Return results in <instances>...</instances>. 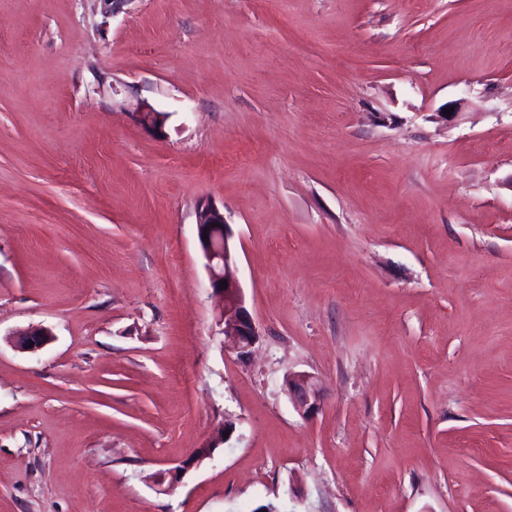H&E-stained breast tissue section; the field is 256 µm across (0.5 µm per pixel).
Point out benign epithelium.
I'll list each match as a JSON object with an SVG mask.
<instances>
[{
	"label": "benign epithelium",
	"instance_id": "benign-epithelium-1",
	"mask_svg": "<svg viewBox=\"0 0 512 512\" xmlns=\"http://www.w3.org/2000/svg\"><path fill=\"white\" fill-rule=\"evenodd\" d=\"M227 223L224 213L211 203H203L197 212V237L205 259L212 292L222 299L223 307L220 321L224 324V341L235 350L239 357L244 358L260 334L257 325L245 306L242 289L234 275V256L226 230ZM208 240H203V236ZM227 281V287L220 288L221 281ZM49 336L43 328L30 329L21 333L17 339L20 348L37 349ZM288 394L295 407L304 415H309L319 408V395L313 377L306 373H293L285 380ZM213 452L201 456L192 454L183 464L153 476L154 484L161 488L165 483H174L187 470L188 466L210 459Z\"/></svg>",
	"mask_w": 512,
	"mask_h": 512
}]
</instances>
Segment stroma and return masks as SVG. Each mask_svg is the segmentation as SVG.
Wrapping results in <instances>:
<instances>
[{"instance_id": "35a3bbf8", "label": "stroma", "mask_w": 512, "mask_h": 512, "mask_svg": "<svg viewBox=\"0 0 512 512\" xmlns=\"http://www.w3.org/2000/svg\"><path fill=\"white\" fill-rule=\"evenodd\" d=\"M265 506L512 512V0H0V512ZM218 223V226H213ZM224 213L211 203H203L197 212V237L205 259L212 292L222 299L220 322L224 324V341L235 350L239 358L246 357L260 334L257 325L245 306L242 289L234 275V256L226 230ZM204 234L208 240L204 241ZM227 281V288L220 289V282ZM288 394L303 415L313 414L319 408V395L313 377L306 373L288 374L285 380ZM206 450L205 448H199L197 449L191 456L188 458L185 462H183L182 465H179L172 469H167L165 471H159L156 473L152 478L154 484L159 487L160 491H164L163 489L164 484L168 481V484H172L174 482H177L178 478L187 470L188 466L191 464H198L199 462H202L205 459H210L213 456V452L209 451L202 456L197 455V453L201 454L204 453ZM197 452V453H196Z\"/></svg>"}]
</instances>
